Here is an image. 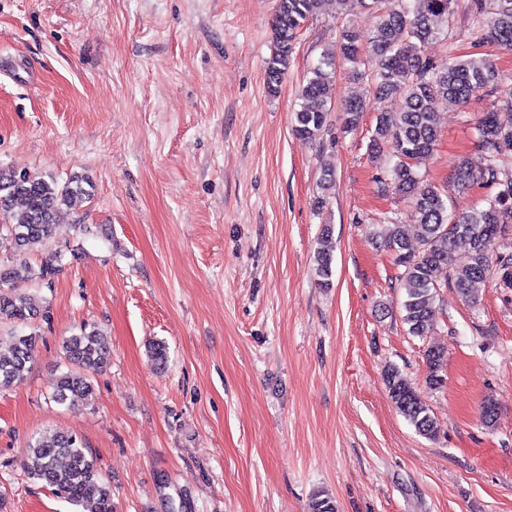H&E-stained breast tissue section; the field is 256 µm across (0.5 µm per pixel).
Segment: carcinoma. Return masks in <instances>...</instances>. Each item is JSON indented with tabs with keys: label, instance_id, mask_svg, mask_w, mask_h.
<instances>
[{
	"label": "carcinoma",
	"instance_id": "obj_1",
	"mask_svg": "<svg viewBox=\"0 0 512 512\" xmlns=\"http://www.w3.org/2000/svg\"><path fill=\"white\" fill-rule=\"evenodd\" d=\"M417 11L409 0H372L377 13L369 51L368 65L374 86L373 99L397 101L394 112L378 111L371 149L388 152L395 159L391 180L395 189L411 204V220L421 244L410 252L409 240L393 223L384 229V245L400 275L405 299L401 319L412 336L426 335L436 321V300L442 280H449L466 301L474 303L481 284L495 275L507 288L512 287V259L492 262L495 240L512 224V172L495 165L497 158L512 152V124L502 123L497 113L487 112L478 127L484 153L479 166L465 159L457 171L458 186L465 188L479 174L487 183L500 186L499 192L481 209L465 215L448 212V196L437 186L425 182L415 164L431 155L441 136L434 105L441 100L451 104L467 103L476 93L494 83L495 71L486 58L471 54L441 62L423 54L430 41L442 34L440 25L448 20L455 0H423ZM321 0H279L272 24L274 50L266 66L269 91L278 90L285 76L298 31L319 7ZM479 14H487L483 40L512 47V0H494V9L486 11V0H472ZM338 54L358 66L360 49L358 29L348 23L342 27ZM336 71L335 59L328 57L310 68L300 93V109L294 112L293 134L315 141L329 126L331 86ZM366 99L355 97L344 107L347 127L359 125L367 110ZM94 182L86 173H74L64 183L50 175L15 167L0 168V210L14 211V223L0 228V244L8 242L17 259L0 265V284L39 280L51 284L58 272L57 258L50 257L39 268L29 264L25 255L52 235L58 214L73 209L91 198ZM469 245L462 262H454V247L459 240ZM334 245L329 228L318 237L314 262L320 285H330ZM48 310L31 294L18 291L0 293V320L26 324ZM37 335H16L7 349L0 348V388H9L24 380L34 358ZM65 353L70 369L57 380L52 399L74 404L93 394V377L107 365L112 354L96 328H80L66 341ZM427 383L443 386L442 372L447 351L441 346L426 350ZM385 384L397 411L415 431L432 438L438 421L416 388L395 368L385 373ZM27 475L50 487L58 496L84 512H114L112 490L104 479L96 457L78 438L67 431L33 437L24 452ZM165 512H193L189 498L179 496V504L162 495ZM311 512H336V504L324 491L314 495Z\"/></svg>",
	"mask_w": 512,
	"mask_h": 512
}]
</instances>
